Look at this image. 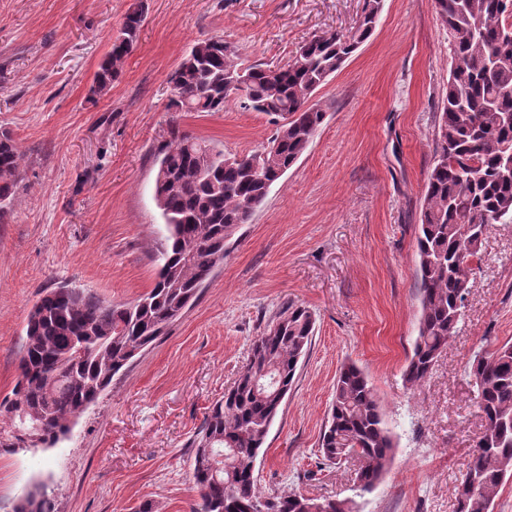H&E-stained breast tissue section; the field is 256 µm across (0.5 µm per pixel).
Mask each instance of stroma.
Wrapping results in <instances>:
<instances>
[{"mask_svg":"<svg viewBox=\"0 0 512 512\" xmlns=\"http://www.w3.org/2000/svg\"><path fill=\"white\" fill-rule=\"evenodd\" d=\"M135 0H0V133L23 179L0 222V400L18 379L23 327L62 284L131 302L156 278L163 219L155 148L169 124L227 154L267 146L269 116L177 112L170 75L192 45L221 37L241 66L287 65L314 36L357 26L365 0H142L144 21L104 96L94 74ZM435 0H385L372 36L312 99L325 120L276 182L196 301L115 376L49 448L0 452V512L44 487L54 512H190V443L235 382L252 342L294 303L316 319L310 349L257 459L267 493L355 500L358 512H457L456 488L484 419L467 369L485 337L512 341V224L491 227L464 315L430 375L406 387L420 293L417 224L448 83ZM372 382L396 444L376 488L355 461L320 465L342 364Z\"/></svg>","mask_w":512,"mask_h":512,"instance_id":"obj_1","label":"stroma"}]
</instances>
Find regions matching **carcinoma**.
I'll use <instances>...</instances> for the list:
<instances>
[{
	"instance_id": "carcinoma-1",
	"label": "carcinoma",
	"mask_w": 512,
	"mask_h": 512,
	"mask_svg": "<svg viewBox=\"0 0 512 512\" xmlns=\"http://www.w3.org/2000/svg\"><path fill=\"white\" fill-rule=\"evenodd\" d=\"M512 0H435L448 29L452 64L437 121L436 156L421 203L417 236L420 314L418 334L403 378L420 385L461 321L472 261L495 224H512ZM380 0H367L349 34L317 36L287 66L239 67L237 52L220 37L197 41L171 75L180 112H222L236 98L246 109L277 123L275 150L228 161L211 146L168 127L157 147L154 197L165 235L157 250V276L149 292L114 303L82 288L44 291L28 313L19 376L0 402L19 433L39 432L51 447L94 405L114 376L198 297L224 262L225 244L251 222L255 203L307 150L325 120L309 97L336 73L373 33ZM144 19L139 4L126 15L111 50L99 64L90 92L112 89L137 41ZM243 72L238 91L226 88L230 72ZM22 156L10 136L0 137V221L22 180ZM315 329L307 308L288 306L258 336L234 385L209 408L194 436L195 453L209 449L215 467L193 466L198 502L192 512H354L353 501L300 492L261 491L253 465L277 417L279 391H288ZM468 376L485 428L457 486L458 512H492L512 475V342L480 348ZM358 452L359 493L371 492L392 463L394 442L376 394L353 363L340 368L321 437L323 461L338 464ZM41 491L19 497L12 512H52Z\"/></svg>"
}]
</instances>
